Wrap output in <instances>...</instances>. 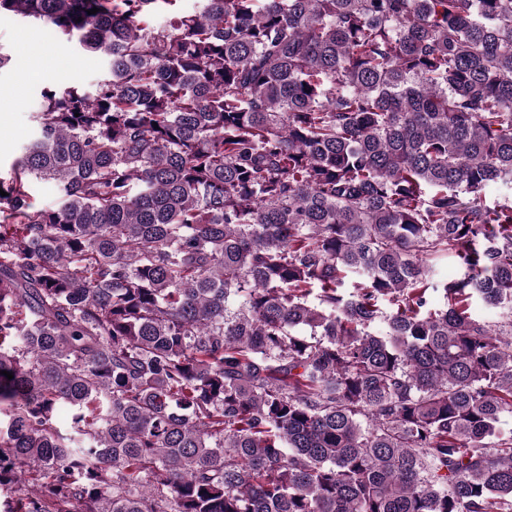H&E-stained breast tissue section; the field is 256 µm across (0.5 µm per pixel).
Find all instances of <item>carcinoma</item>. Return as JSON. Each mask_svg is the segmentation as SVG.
Here are the masks:
<instances>
[{"label":"carcinoma","mask_w":512,"mask_h":512,"mask_svg":"<svg viewBox=\"0 0 512 512\" xmlns=\"http://www.w3.org/2000/svg\"><path fill=\"white\" fill-rule=\"evenodd\" d=\"M181 2L0 0V512H512V0ZM1 50L14 61L0 70V164L7 168L33 131L38 86L49 81H80L92 90L104 74L105 63L93 54L76 50L47 28L25 20H0ZM33 53L40 54L44 61L43 72L37 78L26 74L27 60Z\"/></svg>","instance_id":"1"}]
</instances>
